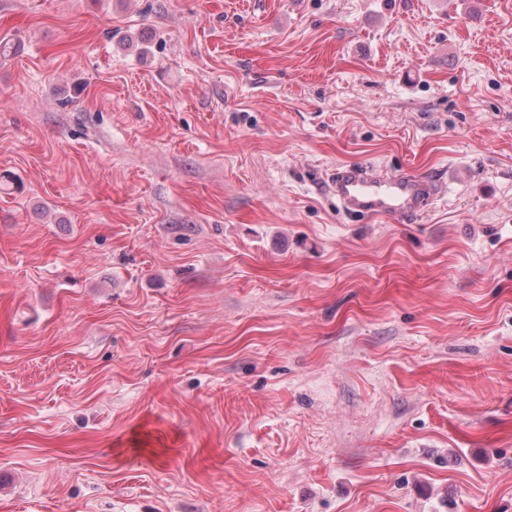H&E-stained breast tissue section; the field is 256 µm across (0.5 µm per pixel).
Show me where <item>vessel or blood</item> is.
<instances>
[{
	"label": "vessel or blood",
	"mask_w": 512,
	"mask_h": 512,
	"mask_svg": "<svg viewBox=\"0 0 512 512\" xmlns=\"http://www.w3.org/2000/svg\"><path fill=\"white\" fill-rule=\"evenodd\" d=\"M331 191L352 212L388 218L423 214L434 198L427 177L401 174L381 178L364 166L337 170Z\"/></svg>",
	"instance_id": "b4317fda"
}]
</instances>
